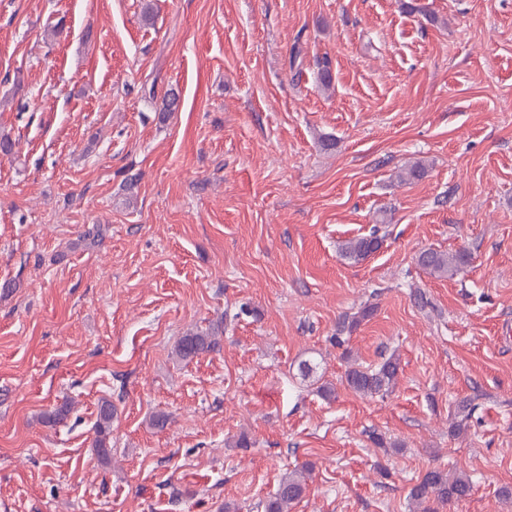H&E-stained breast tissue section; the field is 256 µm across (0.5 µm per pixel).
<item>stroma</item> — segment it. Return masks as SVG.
<instances>
[{"label": "stroma", "instance_id": "35a3bbf8", "mask_svg": "<svg viewBox=\"0 0 512 512\" xmlns=\"http://www.w3.org/2000/svg\"><path fill=\"white\" fill-rule=\"evenodd\" d=\"M413 2L0 0V512H257L306 464L294 512H412L440 466L474 490L439 512H512V0ZM376 225L377 252L339 256ZM430 248L470 261L437 278ZM392 352L391 394L345 388ZM375 307L366 305L353 315H346L336 326V345L340 346L344 341L340 335H351L358 326L366 319L373 316ZM219 329L186 332L174 346V354L179 360H191L200 354L214 350L219 345ZM116 416L112 402L104 400L99 405L96 420L93 425L94 441L93 448L96 456L104 462L111 458L112 446V423Z\"/></svg>", "mask_w": 512, "mask_h": 512}]
</instances>
